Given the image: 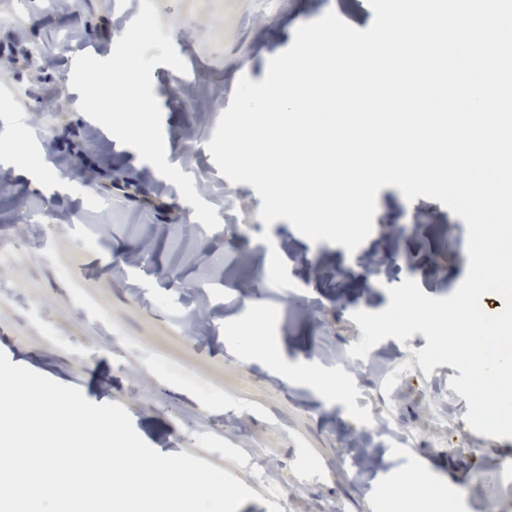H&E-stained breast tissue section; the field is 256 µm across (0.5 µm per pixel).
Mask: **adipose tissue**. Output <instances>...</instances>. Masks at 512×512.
<instances>
[{
    "label": "adipose tissue",
    "instance_id": "adipose-tissue-1",
    "mask_svg": "<svg viewBox=\"0 0 512 512\" xmlns=\"http://www.w3.org/2000/svg\"><path fill=\"white\" fill-rule=\"evenodd\" d=\"M402 486L419 488L421 494L401 495L398 489ZM380 494L390 512H448L453 506L449 484L434 479L429 470L418 464L407 467L395 483L381 486Z\"/></svg>",
    "mask_w": 512,
    "mask_h": 512
}]
</instances>
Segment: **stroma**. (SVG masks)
<instances>
[{
	"label": "stroma",
	"mask_w": 512,
	"mask_h": 512,
	"mask_svg": "<svg viewBox=\"0 0 512 512\" xmlns=\"http://www.w3.org/2000/svg\"><path fill=\"white\" fill-rule=\"evenodd\" d=\"M15 16L0 0V350L11 362L118 403L138 435L164 454L187 453L256 492L238 512H386L378 488L413 460L456 487L453 512L512 506V438L474 432L458 369L424 373L422 333L349 355L363 334L355 311L379 312L405 279L451 295L468 267L464 222L439 201H407L383 187L371 235L356 253L312 242L288 221L240 229L259 212L254 188L222 176L207 144L241 76L259 82L296 29L327 12L367 29L368 0H152L186 72L159 65L153 93L169 164L195 186L219 226L201 228L178 188L81 113L70 86L77 55L111 56L141 0H28ZM85 136L97 165L148 182L171 217L98 191L68 152ZM33 155L39 168L15 162ZM156 243L138 265L136 245ZM293 287L269 282L272 254ZM382 256L372 269L361 255ZM258 335L277 361L248 353ZM312 370L343 386L336 399L299 377ZM466 439L468 450L457 447ZM263 467L268 482L256 481ZM278 493H271V486Z\"/></svg>",
	"instance_id": "stroma-1"
}]
</instances>
